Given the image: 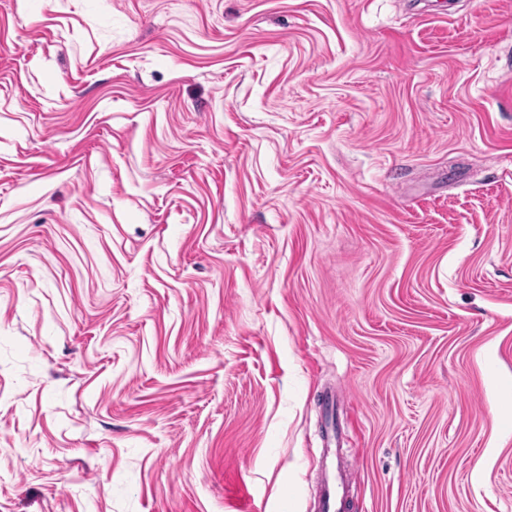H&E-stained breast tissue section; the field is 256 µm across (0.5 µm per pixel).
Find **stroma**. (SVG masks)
<instances>
[{"instance_id":"35a3bbf8","label":"stroma","mask_w":512,"mask_h":512,"mask_svg":"<svg viewBox=\"0 0 512 512\" xmlns=\"http://www.w3.org/2000/svg\"><path fill=\"white\" fill-rule=\"evenodd\" d=\"M512 0H0V512H512ZM481 480H474V469ZM345 488L346 483L342 479L335 483L327 480L322 498L318 507L314 509V512H340V508H338L340 489L342 490V494H344Z\"/></svg>"}]
</instances>
